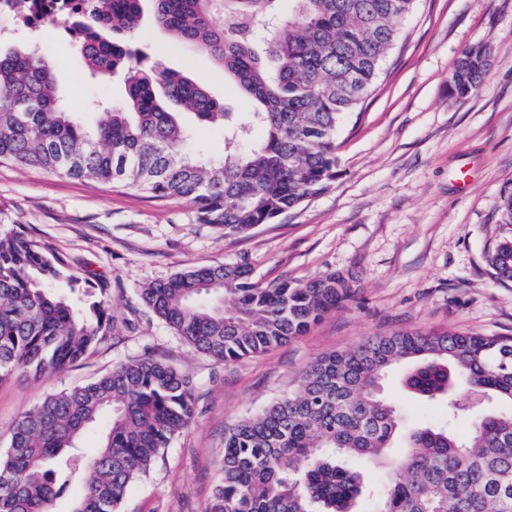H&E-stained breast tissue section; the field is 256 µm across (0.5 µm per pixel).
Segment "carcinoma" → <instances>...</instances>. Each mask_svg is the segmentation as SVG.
Masks as SVG:
<instances>
[{"label": "carcinoma", "mask_w": 512, "mask_h": 512, "mask_svg": "<svg viewBox=\"0 0 512 512\" xmlns=\"http://www.w3.org/2000/svg\"><path fill=\"white\" fill-rule=\"evenodd\" d=\"M143 0H94L76 26L87 66L121 74L127 109L92 128L64 105L53 66L33 50L0 51V161L49 174L120 184L157 200L190 203L198 224L245 236L322 193L336 180V134L375 89L414 0H150L154 22L202 49L250 100L235 115L205 87L165 67L132 62L125 45L141 28ZM485 46L462 54L448 96L475 93ZM224 131V159L191 148L193 135L167 103ZM512 281V239L491 257ZM93 281L20 228L0 231V383L35 379L79 360L112 333ZM143 303L196 350L232 362L307 331L348 300L328 273L264 286L245 264L191 268L144 284ZM407 362L406 388L446 404L460 421L489 405L465 434L450 425L404 431L384 393L389 369ZM193 380L143 357L50 394L13 427L0 454V512H52L72 484V512H120L128 486L194 420ZM469 394L472 404L455 398ZM92 450L78 441L100 417ZM402 440L404 454L375 492V512H512V336L399 330L313 358L300 389L224 433L222 478L207 512H352L366 486L354 459Z\"/></svg>", "instance_id": "carcinoma-1"}]
</instances>
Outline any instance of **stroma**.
<instances>
[{"mask_svg":"<svg viewBox=\"0 0 512 512\" xmlns=\"http://www.w3.org/2000/svg\"><path fill=\"white\" fill-rule=\"evenodd\" d=\"M61 26L0 16V50L27 47L49 60L69 107L90 125L94 105L124 106V83L92 75ZM400 33L375 91L340 124L332 186L244 237L196 223L182 200L0 162V230L25 226L74 274H96L114 323L111 336L62 371L0 384V453L15 421L46 395L152 357L193 378L195 419L149 475L129 485L120 512H205L225 427L296 391L313 357L405 329L512 334V281L499 280L490 262L512 236L498 212L501 196L512 193V0H416ZM134 41L143 69L168 67L205 86L226 111H250L221 67L152 21ZM485 43L492 63L478 92L449 98L462 52ZM233 263L248 264L264 285L336 271L352 296L303 335L236 362L195 350L140 300L144 283ZM406 372L390 370L387 397L410 424L437 420L438 406L406 390Z\"/></svg>","mask_w":512,"mask_h":512,"instance_id":"stroma-1","label":"stroma"}]
</instances>
